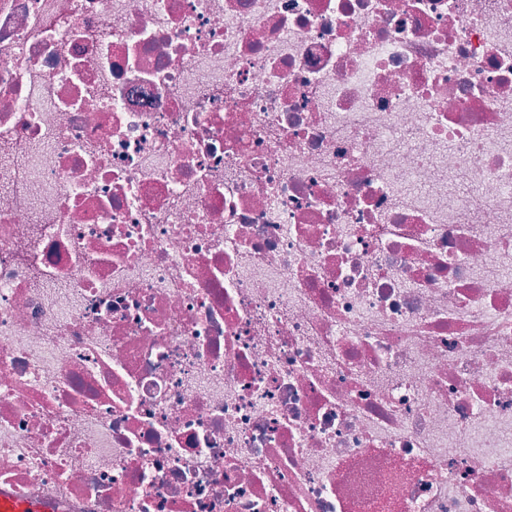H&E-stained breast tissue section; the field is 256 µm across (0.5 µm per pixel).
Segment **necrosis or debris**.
Wrapping results in <instances>:
<instances>
[{
    "instance_id": "4bbe7bcc",
    "label": "necrosis or debris",
    "mask_w": 512,
    "mask_h": 512,
    "mask_svg": "<svg viewBox=\"0 0 512 512\" xmlns=\"http://www.w3.org/2000/svg\"><path fill=\"white\" fill-rule=\"evenodd\" d=\"M512 512V0H0V492Z\"/></svg>"
}]
</instances>
